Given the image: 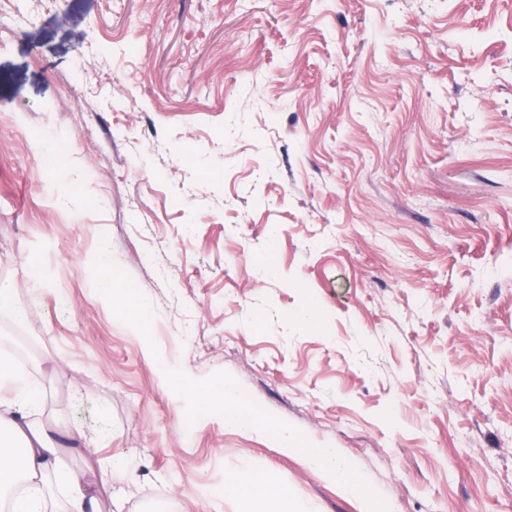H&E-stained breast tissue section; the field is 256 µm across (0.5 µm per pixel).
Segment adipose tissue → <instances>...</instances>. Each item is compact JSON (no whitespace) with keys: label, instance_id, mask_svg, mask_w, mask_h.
<instances>
[{"label":"adipose tissue","instance_id":"obj_1","mask_svg":"<svg viewBox=\"0 0 512 512\" xmlns=\"http://www.w3.org/2000/svg\"><path fill=\"white\" fill-rule=\"evenodd\" d=\"M111 268L110 258L100 255L103 300L121 317L140 321L147 319L150 315L147 301L118 287L112 280ZM183 387L200 410L208 411L213 406H220L225 425L272 434L283 452L301 455L316 463L330 481L356 490L361 512H386L387 506L379 495L350 473L337 458L335 449L302 442L287 423L245 404L232 384H224L218 391L190 381L184 382ZM0 388L8 392L7 397L0 399V489L20 481L25 484L23 493L10 498L6 505L8 512H44L43 480L50 474L67 485L69 512H85L87 506L96 504L93 490L66 473L58 441L35 417L44 404L42 390L6 359L0 360ZM224 493L248 506L249 512H289L290 509L287 488L266 474H229L224 479Z\"/></svg>","mask_w":512,"mask_h":512}]
</instances>
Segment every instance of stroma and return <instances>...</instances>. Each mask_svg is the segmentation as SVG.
Wrapping results in <instances>:
<instances>
[{"mask_svg": "<svg viewBox=\"0 0 512 512\" xmlns=\"http://www.w3.org/2000/svg\"><path fill=\"white\" fill-rule=\"evenodd\" d=\"M137 330L98 294L97 225ZM512 0H0V343L98 512L358 498L178 388L230 381L390 512H512ZM47 286L30 293L31 270ZM316 303L319 328L293 323ZM224 495L248 506L250 510L245 512H294L290 508L288 489L266 474H229L224 479Z\"/></svg>", "mask_w": 512, "mask_h": 512, "instance_id": "stroma-1", "label": "stroma"}]
</instances>
